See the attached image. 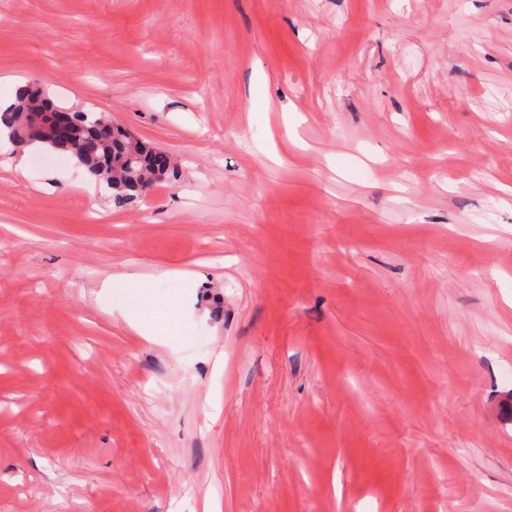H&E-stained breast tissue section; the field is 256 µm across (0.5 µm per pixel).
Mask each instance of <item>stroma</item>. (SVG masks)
<instances>
[{
	"instance_id": "stroma-1",
	"label": "stroma",
	"mask_w": 512,
	"mask_h": 512,
	"mask_svg": "<svg viewBox=\"0 0 512 512\" xmlns=\"http://www.w3.org/2000/svg\"><path fill=\"white\" fill-rule=\"evenodd\" d=\"M17 83L178 170L0 146V512H512V0H0ZM83 128L73 142L74 149H57L49 139L40 143L68 153L77 165L111 190L115 205H129L154 186L169 180L176 166L158 177L150 169L153 147L137 139L121 125L101 122L102 114L77 111ZM132 153L137 156L132 157ZM130 171H132L130 173ZM123 288H125L124 300L119 307V312L126 322L138 333L142 336H150L147 334L148 329L146 325L141 320L144 311L150 312L162 323L167 322L168 318L165 313L161 311L158 305L150 302L141 289L134 286L133 280H126Z\"/></svg>"
}]
</instances>
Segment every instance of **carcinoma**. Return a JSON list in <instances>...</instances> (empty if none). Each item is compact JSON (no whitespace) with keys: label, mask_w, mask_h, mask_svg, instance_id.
Returning a JSON list of instances; mask_svg holds the SVG:
<instances>
[{"label":"carcinoma","mask_w":512,"mask_h":512,"mask_svg":"<svg viewBox=\"0 0 512 512\" xmlns=\"http://www.w3.org/2000/svg\"><path fill=\"white\" fill-rule=\"evenodd\" d=\"M56 111L58 108L50 105L41 88L26 87L19 92L14 104L0 113V125L11 140L25 143L28 114ZM77 115L83 128L73 148L66 153L97 182L106 184L116 205L131 204L174 175L173 168L156 175L150 169L153 147L134 137L126 128L102 123L100 113L79 111Z\"/></svg>","instance_id":"cac0c4a2"}]
</instances>
